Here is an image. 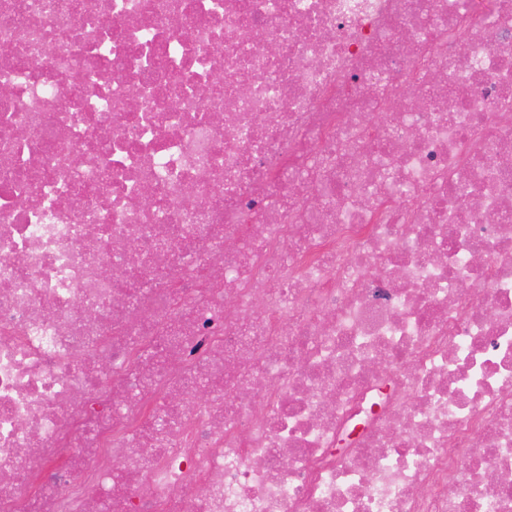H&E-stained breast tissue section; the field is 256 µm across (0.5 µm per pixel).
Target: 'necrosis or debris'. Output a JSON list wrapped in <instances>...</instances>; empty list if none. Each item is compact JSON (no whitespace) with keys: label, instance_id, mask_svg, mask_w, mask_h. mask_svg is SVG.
Here are the masks:
<instances>
[{"label":"necrosis or debris","instance_id":"4bbe7bcc","mask_svg":"<svg viewBox=\"0 0 512 512\" xmlns=\"http://www.w3.org/2000/svg\"><path fill=\"white\" fill-rule=\"evenodd\" d=\"M492 15L0 0V512H512Z\"/></svg>","mask_w":512,"mask_h":512}]
</instances>
